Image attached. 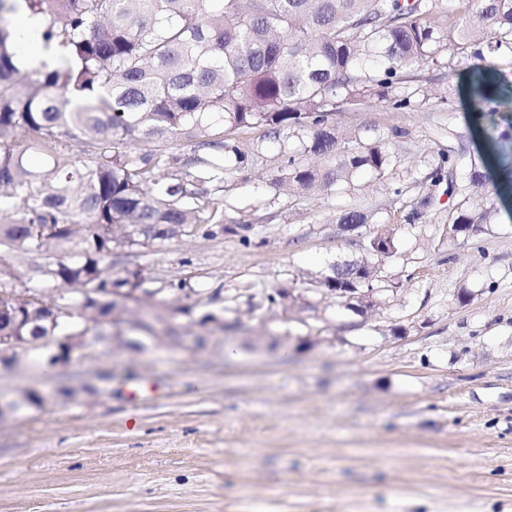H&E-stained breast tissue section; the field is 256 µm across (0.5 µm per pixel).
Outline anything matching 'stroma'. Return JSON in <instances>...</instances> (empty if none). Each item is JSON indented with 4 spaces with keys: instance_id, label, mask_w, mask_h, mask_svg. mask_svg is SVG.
<instances>
[{
    "instance_id": "35a3bbf8",
    "label": "stroma",
    "mask_w": 512,
    "mask_h": 512,
    "mask_svg": "<svg viewBox=\"0 0 512 512\" xmlns=\"http://www.w3.org/2000/svg\"><path fill=\"white\" fill-rule=\"evenodd\" d=\"M470 66L427 70L435 96L413 111L337 113L342 128L407 131L390 179L363 173L348 193L278 192L279 142L235 133L245 158L224 162L223 224L112 267L139 275L146 293L127 308L151 315L153 340L92 336L62 366H0V404L18 405L0 416V512H512V183L498 176L512 97L477 119ZM450 148L489 163L474 200L496 220L465 238L447 234V183L425 181ZM343 209L394 232L383 273L399 288L380 312L318 291L379 230H340ZM281 290L309 306L270 302ZM192 294L205 303L182 314Z\"/></svg>"
}]
</instances>
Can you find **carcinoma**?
Segmentation results:
<instances>
[{"instance_id":"1","label":"carcinoma","mask_w":512,"mask_h":512,"mask_svg":"<svg viewBox=\"0 0 512 512\" xmlns=\"http://www.w3.org/2000/svg\"><path fill=\"white\" fill-rule=\"evenodd\" d=\"M42 20L40 38L60 53L36 79L21 75L12 25L0 17V334L28 350L50 339L112 323L125 310L127 280L112 278L114 246L164 241L199 224L224 223V157L243 159L232 133L263 126L281 141L277 189L298 195L347 191L361 172L387 180L400 163L395 140L406 131L337 128L338 112L377 99L403 112L429 100L422 71L472 58L468 88L479 115L512 90L498 82L512 54V0H475L472 14L442 25L435 0H12ZM415 83L412 92L402 85ZM301 149H288L291 139ZM210 150L186 159L174 141ZM81 146L75 156L56 148ZM136 142L153 143L143 153ZM41 154L44 163L28 156ZM470 182L454 180L464 162ZM483 159L438 154L429 179L448 180V236L494 223L491 207L474 208L470 187ZM338 224H379L375 212L342 210ZM365 257L331 265L326 287L343 291L398 286L383 282L382 262L397 254L383 229ZM43 255L17 269L7 261ZM32 292L66 288L75 314L50 324L48 306H20L10 280ZM82 288L100 294L82 301Z\"/></svg>"}]
</instances>
